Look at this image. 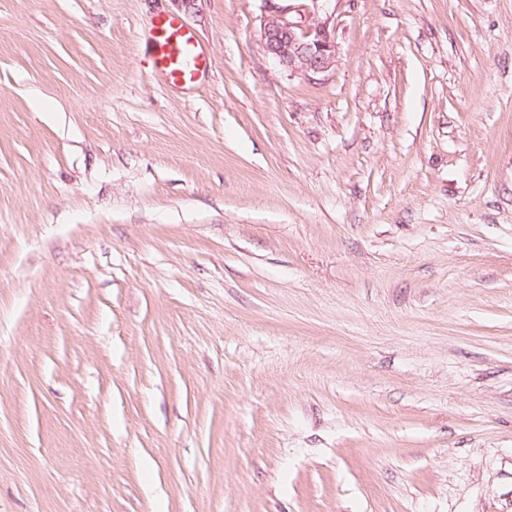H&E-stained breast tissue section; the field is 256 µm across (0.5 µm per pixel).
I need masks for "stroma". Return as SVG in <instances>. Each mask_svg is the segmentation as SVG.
<instances>
[{
	"label": "stroma",
	"mask_w": 512,
	"mask_h": 512,
	"mask_svg": "<svg viewBox=\"0 0 512 512\" xmlns=\"http://www.w3.org/2000/svg\"><path fill=\"white\" fill-rule=\"evenodd\" d=\"M261 6L0 0V512H512V0ZM282 0H261V40L266 54L291 74L313 78L336 63V43L330 29V0H309L304 21H295L279 5ZM310 18L307 24L306 19ZM148 48L153 72L170 88H192L211 68L205 49L177 16L159 13L153 18Z\"/></svg>",
	"instance_id": "1"
}]
</instances>
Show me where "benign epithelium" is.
Segmentation results:
<instances>
[{"instance_id":"benign-epithelium-1","label":"benign epithelium","mask_w":512,"mask_h":512,"mask_svg":"<svg viewBox=\"0 0 512 512\" xmlns=\"http://www.w3.org/2000/svg\"><path fill=\"white\" fill-rule=\"evenodd\" d=\"M261 40L266 54L291 74L309 79L336 63V43L330 29L329 0H309V21L287 17L279 0H261Z\"/></svg>"}]
</instances>
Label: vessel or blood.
I'll use <instances>...</instances> for the list:
<instances>
[{"mask_svg": "<svg viewBox=\"0 0 512 512\" xmlns=\"http://www.w3.org/2000/svg\"><path fill=\"white\" fill-rule=\"evenodd\" d=\"M149 61L163 85L194 87L211 68V59L201 43L179 17L161 13L151 23Z\"/></svg>", "mask_w": 512, "mask_h": 512, "instance_id": "obj_1", "label": "vessel or blood"}]
</instances>
